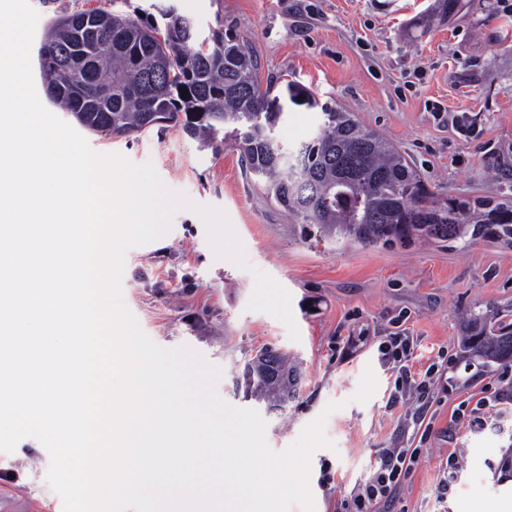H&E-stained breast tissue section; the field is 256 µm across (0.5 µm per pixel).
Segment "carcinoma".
<instances>
[{
	"instance_id": "cac0c4a2",
	"label": "carcinoma",
	"mask_w": 512,
	"mask_h": 512,
	"mask_svg": "<svg viewBox=\"0 0 512 512\" xmlns=\"http://www.w3.org/2000/svg\"><path fill=\"white\" fill-rule=\"evenodd\" d=\"M100 24L99 40L112 43L106 63L91 69L98 87L112 89V111L69 107L77 69L67 47L76 20ZM173 14L157 22L93 9L61 14L49 23L37 51L39 72L53 103L88 131L114 137L142 132L163 119L206 147L231 141L265 197L317 227L323 238L363 247H392L416 240L436 243L470 236L512 245V203L491 199L435 200L406 154L352 112L323 108L315 136L296 148L307 188L299 190L280 157L284 147L268 137L270 98L247 42L230 27L202 38ZM188 90L184 99L180 89ZM462 357L486 364L512 362V309L471 310L464 322ZM288 358L269 349L248 364L245 390L270 409L288 404Z\"/></svg>"
}]
</instances>
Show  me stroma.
Returning a JSON list of instances; mask_svg holds the SVG:
<instances>
[{"instance_id":"1","label":"stroma","mask_w":512,"mask_h":512,"mask_svg":"<svg viewBox=\"0 0 512 512\" xmlns=\"http://www.w3.org/2000/svg\"><path fill=\"white\" fill-rule=\"evenodd\" d=\"M155 0H31L38 30L61 13L93 8L135 16ZM202 31L224 25L244 36L272 86L283 118L279 140L295 146L317 129L323 104L342 105L403 150L432 198L512 201V6L507 0H170ZM467 113L466 138L435 119L433 104ZM99 153L152 162L170 190L192 208L174 214L159 239L131 248L122 278L124 305L166 349L189 347L220 367L218 394L263 412L271 449L290 445L325 414L331 445L311 458L316 512H339L370 476L381 449L412 446L420 460L392 507L378 512H465L512 500V409L493 407L484 424L461 411L496 388L502 365L460 357L467 310L512 306V248L482 239L430 245L362 247L321 239L248 182L233 143L220 151L174 126L129 137L85 132ZM221 209L241 241L247 267L217 257L197 209ZM291 294L301 339L277 318L247 308L253 270ZM414 338L412 372L448 363L429 403L430 428L413 421L412 399L390 404L398 373L380 359L385 336ZM265 347L286 351L298 369L297 393L284 411H266L242 385L246 363ZM377 390L354 401L365 369ZM459 462L447 497L438 483L448 457ZM49 454L33 437L0 453V504L11 512H58L47 481Z\"/></svg>"}]
</instances>
